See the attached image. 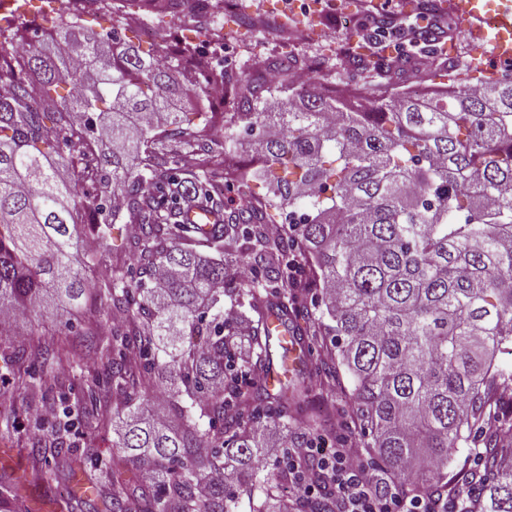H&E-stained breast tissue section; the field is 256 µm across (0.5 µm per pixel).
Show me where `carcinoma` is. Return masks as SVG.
I'll return each instance as SVG.
<instances>
[{
  "label": "carcinoma",
  "instance_id": "cac0c4a2",
  "mask_svg": "<svg viewBox=\"0 0 512 512\" xmlns=\"http://www.w3.org/2000/svg\"><path fill=\"white\" fill-rule=\"evenodd\" d=\"M52 40L64 52L0 53L11 83L0 94V312L28 313L47 289L68 312L92 303L100 329L89 342L109 361L89 386L123 396L115 447L152 462L139 494L116 475L88 488L106 512H289L293 474L257 457L269 431L300 442L278 408L309 398L305 356L319 339L331 344L323 390H336L340 370L350 377L360 433L403 492L448 491L449 451L478 442L481 512H512V419L486 422L496 385L512 381L495 362L512 352V78L471 92L341 94L295 88L286 56L271 84L233 80L187 43L143 54L115 27L100 37L56 26ZM210 83L232 101L209 116L224 128L216 154L198 113L172 99ZM172 142L206 158L181 167ZM215 159L224 180L258 179L264 194L225 211L208 178ZM80 186L102 194L82 199ZM116 196L137 225L136 288L115 266L93 290L77 226L108 237ZM193 207L222 223H188ZM271 210L297 217L280 239L265 233ZM192 239L224 259L182 246ZM161 269L174 276L157 288ZM270 315L295 358L286 345L274 352ZM275 363L283 378L271 392L258 382ZM155 369L188 428L134 405L141 373ZM332 417L324 397L312 426ZM301 469L326 480L318 460ZM62 477L76 478L63 441L6 488L16 497Z\"/></svg>",
  "mask_w": 512,
  "mask_h": 512
}]
</instances>
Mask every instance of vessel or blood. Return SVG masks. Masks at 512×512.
<instances>
[{
    "label": "vessel or blood",
    "instance_id": "vessel-or-blood-1",
    "mask_svg": "<svg viewBox=\"0 0 512 512\" xmlns=\"http://www.w3.org/2000/svg\"><path fill=\"white\" fill-rule=\"evenodd\" d=\"M447 7L470 27L495 59L512 60V0H448Z\"/></svg>",
    "mask_w": 512,
    "mask_h": 512
}]
</instances>
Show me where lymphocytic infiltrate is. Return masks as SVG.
<instances>
[{"mask_svg": "<svg viewBox=\"0 0 512 512\" xmlns=\"http://www.w3.org/2000/svg\"><path fill=\"white\" fill-rule=\"evenodd\" d=\"M267 457L287 462L297 472L302 460L317 455L324 462L330 478L322 487L298 476L291 483L296 512H305L308 501L322 491L336 499V512H472L471 499L462 494L409 497L398 488H382L368 458L355 448H321L307 443L291 446L281 440L268 445Z\"/></svg>", "mask_w": 512, "mask_h": 512, "instance_id": "obj_1", "label": "lymphocytic infiltrate"}]
</instances>
